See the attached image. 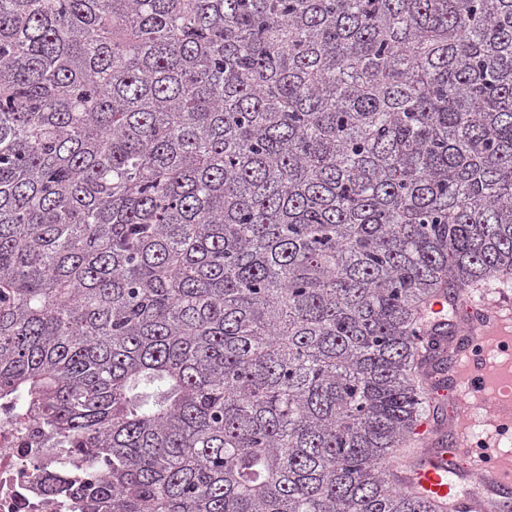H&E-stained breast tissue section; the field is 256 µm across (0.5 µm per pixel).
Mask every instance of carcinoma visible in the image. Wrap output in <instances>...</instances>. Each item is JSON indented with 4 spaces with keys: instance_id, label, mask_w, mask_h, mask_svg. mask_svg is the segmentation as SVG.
Wrapping results in <instances>:
<instances>
[{
    "instance_id": "cac0c4a2",
    "label": "carcinoma",
    "mask_w": 512,
    "mask_h": 512,
    "mask_svg": "<svg viewBox=\"0 0 512 512\" xmlns=\"http://www.w3.org/2000/svg\"><path fill=\"white\" fill-rule=\"evenodd\" d=\"M512 285V0H0V399L80 512H432L419 309Z\"/></svg>"
}]
</instances>
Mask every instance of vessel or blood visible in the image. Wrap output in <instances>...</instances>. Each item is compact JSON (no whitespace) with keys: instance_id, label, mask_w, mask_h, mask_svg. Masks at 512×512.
<instances>
[{"instance_id":"b4317fda","label":"vessel or blood","mask_w":512,"mask_h":512,"mask_svg":"<svg viewBox=\"0 0 512 512\" xmlns=\"http://www.w3.org/2000/svg\"><path fill=\"white\" fill-rule=\"evenodd\" d=\"M457 325L460 340L453 364V396L448 415L455 432L451 446L426 426L404 455L391 463L398 485L445 512H497L501 496L512 492V457L475 442L473 411L487 410L494 428H512V306L470 300ZM424 329L438 345L448 334V301L425 306Z\"/></svg>"}]
</instances>
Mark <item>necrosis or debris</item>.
<instances>
[{
    "label": "necrosis or debris",
    "instance_id": "necrosis-or-debris-1",
    "mask_svg": "<svg viewBox=\"0 0 512 512\" xmlns=\"http://www.w3.org/2000/svg\"><path fill=\"white\" fill-rule=\"evenodd\" d=\"M92 475V464L70 448L53 447L40 420L0 407V512H79L54 474Z\"/></svg>",
    "mask_w": 512,
    "mask_h": 512
}]
</instances>
